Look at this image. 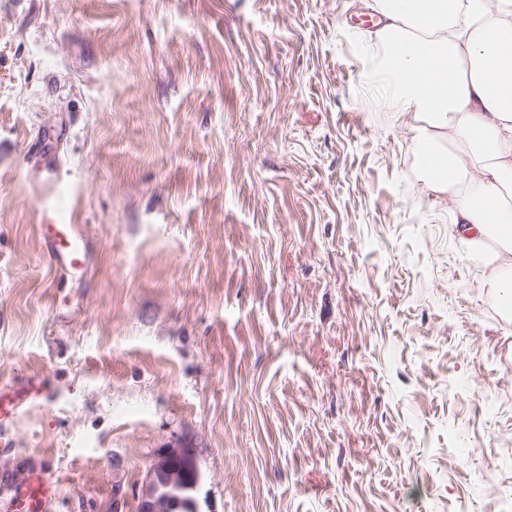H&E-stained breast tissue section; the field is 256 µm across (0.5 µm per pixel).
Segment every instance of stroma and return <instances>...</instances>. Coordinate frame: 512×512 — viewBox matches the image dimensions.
Wrapping results in <instances>:
<instances>
[{
	"label": "stroma",
	"mask_w": 512,
	"mask_h": 512,
	"mask_svg": "<svg viewBox=\"0 0 512 512\" xmlns=\"http://www.w3.org/2000/svg\"><path fill=\"white\" fill-rule=\"evenodd\" d=\"M357 0H0V475L137 512H492L512 314L375 107ZM82 225L86 271L40 225ZM201 479L191 448H172L151 464L138 512H197L193 492Z\"/></svg>",
	"instance_id": "stroma-1"
}]
</instances>
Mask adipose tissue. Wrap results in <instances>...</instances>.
Wrapping results in <instances>:
<instances>
[{"mask_svg": "<svg viewBox=\"0 0 512 512\" xmlns=\"http://www.w3.org/2000/svg\"><path fill=\"white\" fill-rule=\"evenodd\" d=\"M377 17L381 90L412 132L422 188L512 288V0H361Z\"/></svg>", "mask_w": 512, "mask_h": 512, "instance_id": "ef3b65f1", "label": "adipose tissue"}]
</instances>
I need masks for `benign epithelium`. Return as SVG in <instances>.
I'll return each mask as SVG.
<instances>
[{"mask_svg":"<svg viewBox=\"0 0 512 512\" xmlns=\"http://www.w3.org/2000/svg\"><path fill=\"white\" fill-rule=\"evenodd\" d=\"M201 479L190 448H172L151 464L138 497V512H197L193 492Z\"/></svg>","mask_w":512,"mask_h":512,"instance_id":"benign-epithelium-1","label":"benign epithelium"}]
</instances>
